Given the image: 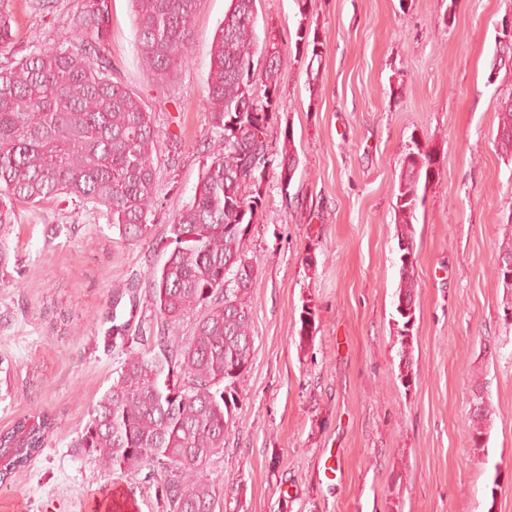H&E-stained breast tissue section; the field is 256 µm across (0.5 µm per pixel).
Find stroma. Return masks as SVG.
<instances>
[{"instance_id": "1", "label": "stroma", "mask_w": 512, "mask_h": 512, "mask_svg": "<svg viewBox=\"0 0 512 512\" xmlns=\"http://www.w3.org/2000/svg\"><path fill=\"white\" fill-rule=\"evenodd\" d=\"M80 0H10L0 66L65 42ZM230 0H198L185 61L141 64L130 0H110L112 78L143 100L164 145L147 240L105 212L15 205L0 247V432L56 415L42 453L0 485V512H83L119 489L163 512L148 472L105 475L72 442L123 354L105 343L112 288L163 264L166 226L194 197L223 133L204 107L211 47ZM258 37L285 53L263 204L243 243L256 270L252 366L223 448L205 467L221 512H512V290L497 274L512 236V159L496 147L512 66L494 67L512 0H257ZM323 39L297 58L298 27ZM440 174L413 220L415 322L396 323L397 185L413 143ZM299 166L282 187V153ZM21 285H13L16 274ZM311 339L300 342L303 314ZM490 408L474 452V397Z\"/></svg>"}]
</instances>
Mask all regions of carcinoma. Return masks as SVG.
<instances>
[{"label": "carcinoma", "mask_w": 512, "mask_h": 512, "mask_svg": "<svg viewBox=\"0 0 512 512\" xmlns=\"http://www.w3.org/2000/svg\"><path fill=\"white\" fill-rule=\"evenodd\" d=\"M9 0H0V48L14 38ZM143 65L164 77L182 63L196 0H133ZM256 0H231L212 45L206 109L224 131L191 202L167 225L169 254L149 271L145 289L129 282L112 289L107 337L125 359L92 405L73 447L95 456L108 475L150 470L164 512H216L219 492L204 466L224 447L238 408L236 384L253 356L248 294L254 271L241 266L242 243L263 202L268 167L266 129L280 109L281 52L265 37L264 95L253 92ZM108 0H84L69 45L40 48L0 67V231L11 226L7 204L65 197L103 209L124 242L145 240L158 200L153 154L159 134L141 99L110 76L103 53ZM296 51L319 56L318 34L300 26ZM501 152L512 158V99L500 106ZM438 158L409 149L398 185L397 246L415 250L412 220L419 187L435 178ZM232 266L227 263L232 258ZM415 263L401 261L395 312L403 329L415 320ZM145 293L155 319L135 332L118 314L124 298ZM207 312L185 340L174 325L188 310ZM474 417V451L484 447ZM54 415L25 417L0 432V483L26 467L58 428Z\"/></svg>", "instance_id": "carcinoma-1"}]
</instances>
